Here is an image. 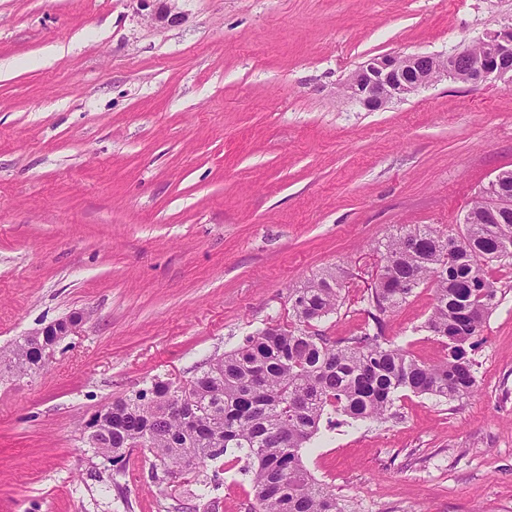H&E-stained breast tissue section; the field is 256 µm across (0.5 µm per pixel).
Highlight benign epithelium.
I'll return each mask as SVG.
<instances>
[{"mask_svg": "<svg viewBox=\"0 0 512 512\" xmlns=\"http://www.w3.org/2000/svg\"><path fill=\"white\" fill-rule=\"evenodd\" d=\"M140 9L156 23L174 22L177 14L168 6L170 0H136ZM480 52L470 45L448 56L419 53L412 55L386 54L374 56L349 76L343 86L348 98L369 111H376L389 103L402 102L421 89L441 81H454L477 85L490 78L512 79V24L486 33L477 41ZM469 59V68L461 71L456 58ZM490 198L483 221L494 224L502 214L512 210V172H498L485 186ZM83 322L80 314L68 315L56 322L54 338H47L45 329L27 335L40 355L38 366H44L53 356L57 345L65 337L76 333Z\"/></svg>", "mask_w": 512, "mask_h": 512, "instance_id": "obj_1", "label": "benign epithelium"}]
</instances>
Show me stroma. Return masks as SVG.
I'll list each match as a JSON object with an SVG mask.
<instances>
[{
  "instance_id": "1",
  "label": "stroma",
  "mask_w": 512,
  "mask_h": 512,
  "mask_svg": "<svg viewBox=\"0 0 512 512\" xmlns=\"http://www.w3.org/2000/svg\"><path fill=\"white\" fill-rule=\"evenodd\" d=\"M0 0V350L79 312L43 370L0 372V512H249L239 468L210 506L87 453L80 424L152 378L182 383L288 313L321 272L364 322L378 245L454 233L512 170V83L444 80L368 112L341 93L368 57L462 50L512 0ZM474 351L477 389L334 417L305 448L347 512H512V268ZM428 288L384 337L422 360ZM110 492H103V485ZM177 0H136L139 4V10L148 11V17L155 23H173L178 17V13H172V6L168 2Z\"/></svg>"
}]
</instances>
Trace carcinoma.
<instances>
[{
	"label": "carcinoma",
	"instance_id": "1",
	"mask_svg": "<svg viewBox=\"0 0 512 512\" xmlns=\"http://www.w3.org/2000/svg\"><path fill=\"white\" fill-rule=\"evenodd\" d=\"M383 258L380 282L363 298L365 322L357 333L333 339L321 329L344 300L338 273H322L292 293L286 324L263 329L204 364L192 379V404L175 407V386L154 380L95 412L92 456L125 474L131 454L147 452L151 478L159 483L196 460L190 482L199 501L214 489L202 477L207 467L244 461L251 512H346L305 467L303 448L332 412L354 422L383 420L404 392L448 401L475 392L471 352L496 305L490 266H512V213L497 224H465L455 235L415 225L388 238ZM423 285L433 292L423 328L446 350L436 362L383 337L389 313ZM2 365L35 372L31 342L23 338L1 351Z\"/></svg>",
	"mask_w": 512,
	"mask_h": 512
}]
</instances>
